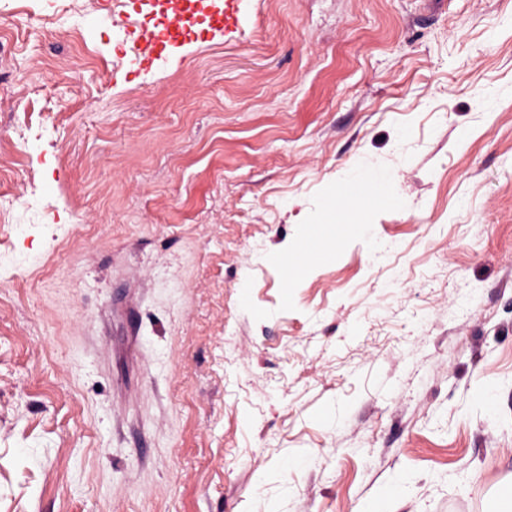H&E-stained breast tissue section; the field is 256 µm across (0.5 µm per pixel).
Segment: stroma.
<instances>
[{"instance_id":"35a3bbf8","label":"stroma","mask_w":512,"mask_h":512,"mask_svg":"<svg viewBox=\"0 0 512 512\" xmlns=\"http://www.w3.org/2000/svg\"><path fill=\"white\" fill-rule=\"evenodd\" d=\"M0 29V512H495L512 483V0ZM394 207L282 260L344 172ZM396 486L393 497L382 494Z\"/></svg>"}]
</instances>
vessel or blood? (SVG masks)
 <instances>
[{"mask_svg":"<svg viewBox=\"0 0 512 512\" xmlns=\"http://www.w3.org/2000/svg\"><path fill=\"white\" fill-rule=\"evenodd\" d=\"M128 5L140 31L139 49L156 62L169 47L180 45L179 31L191 30L197 22H206L214 36L229 32L239 21L242 0H128ZM335 227L332 221L314 225L300 244L304 254L323 258L322 243L334 235Z\"/></svg>","mask_w":512,"mask_h":512,"instance_id":"obj_1","label":"vessel or blood"}]
</instances>
